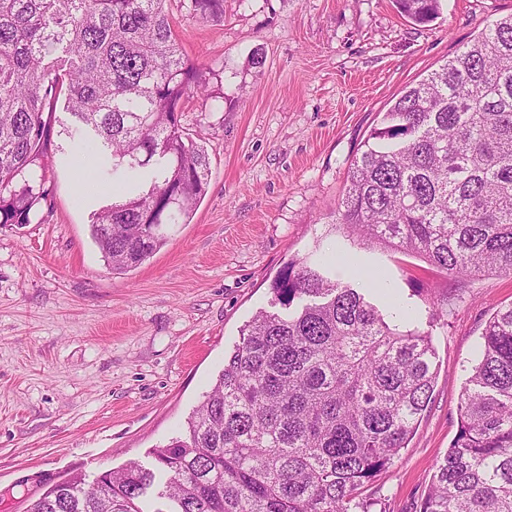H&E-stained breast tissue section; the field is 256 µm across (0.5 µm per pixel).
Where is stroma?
Masks as SVG:
<instances>
[{
    "instance_id": "35a3bbf8",
    "label": "stroma",
    "mask_w": 512,
    "mask_h": 512,
    "mask_svg": "<svg viewBox=\"0 0 512 512\" xmlns=\"http://www.w3.org/2000/svg\"><path fill=\"white\" fill-rule=\"evenodd\" d=\"M512 0H441L426 25L394 0H224L202 21L171 0L189 57L223 101L188 99L182 125L200 133L209 187L190 223L135 269H109L91 213L107 189L80 193L79 150L44 160L48 207L31 224L0 226V512H28L49 487L95 479L182 430L224 367L240 331L280 306L270 284L291 259L318 263L343 248L383 275L352 280L417 312L435 349L427 411L401 457L365 488L371 512H419L458 431L457 405L483 329L512 303V277H448L419 257L363 246L330 223L349 167L406 87L453 57ZM263 66L253 64V52Z\"/></svg>"
}]
</instances>
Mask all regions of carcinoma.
<instances>
[{
  "label": "carcinoma",
  "mask_w": 512,
  "mask_h": 512,
  "mask_svg": "<svg viewBox=\"0 0 512 512\" xmlns=\"http://www.w3.org/2000/svg\"><path fill=\"white\" fill-rule=\"evenodd\" d=\"M416 24L440 0H396ZM203 19L224 0H189ZM216 96L174 31L166 0H0V225L47 202L53 136L96 159L79 187L112 183L91 215L107 265L142 264L205 196L209 156L182 126L192 95ZM64 99L71 122L56 116ZM335 223L365 244L416 254L462 278L512 276V16L406 88L348 171ZM286 313L241 330L182 435L86 484L47 489L30 512H355L406 448L436 371L430 337L391 324L319 265L271 284ZM457 407L456 438L419 512H512V304L486 323Z\"/></svg>",
  "instance_id": "1"
}]
</instances>
